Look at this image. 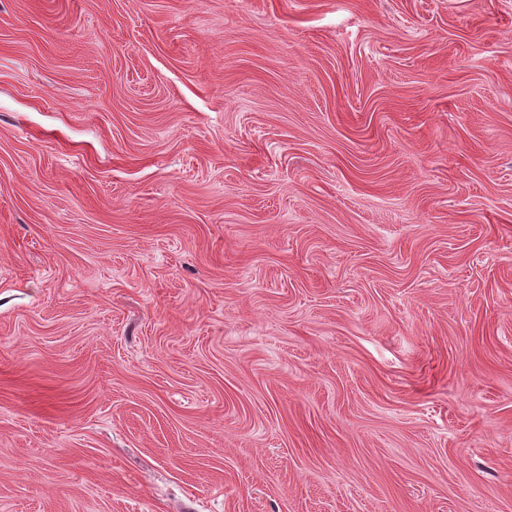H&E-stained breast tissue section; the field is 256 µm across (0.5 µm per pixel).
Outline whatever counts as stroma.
Wrapping results in <instances>:
<instances>
[{
    "label": "stroma",
    "mask_w": 512,
    "mask_h": 512,
    "mask_svg": "<svg viewBox=\"0 0 512 512\" xmlns=\"http://www.w3.org/2000/svg\"><path fill=\"white\" fill-rule=\"evenodd\" d=\"M0 512H512V0H0Z\"/></svg>",
    "instance_id": "obj_1"
}]
</instances>
